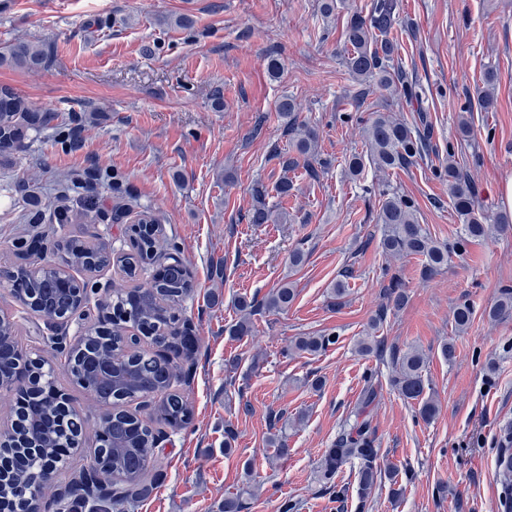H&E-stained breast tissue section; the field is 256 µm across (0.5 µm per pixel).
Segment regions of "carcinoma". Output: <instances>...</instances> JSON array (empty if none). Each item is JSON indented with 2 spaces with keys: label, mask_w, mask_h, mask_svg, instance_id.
Here are the masks:
<instances>
[{
  "label": "carcinoma",
  "mask_w": 512,
  "mask_h": 512,
  "mask_svg": "<svg viewBox=\"0 0 512 512\" xmlns=\"http://www.w3.org/2000/svg\"><path fill=\"white\" fill-rule=\"evenodd\" d=\"M398 7L399 0H368L364 8L348 14L343 29V66L357 84L389 92L404 84L402 70L395 65L400 45L391 37L398 19ZM45 64V54L32 41L19 39L0 50V66L38 71ZM495 80L494 73L485 75V89L479 95L480 107L485 111L495 105ZM29 112L20 96L7 87H0V155L21 152L27 147V132L33 127L28 119ZM279 116L286 131L293 135L296 148V155L283 160L282 166L287 170L302 166L316 174V165L320 164L318 136L313 128L300 120L294 98L281 101ZM360 134L367 147L369 163L384 174L408 167L427 150V140L418 122L408 123L390 112H372L364 121ZM254 194L256 205L249 215V222L267 224L273 214L265 202V191L257 186ZM448 197L464 221V238H482L491 229L499 234L512 233V217L507 214L499 215L492 225L484 223L485 217L479 211L478 195L472 183L451 158L448 159ZM377 223L383 227L381 247L386 254L393 258L413 255L425 259L423 278L435 277L448 265L452 247L435 240L428 229L419 224L412 200L396 193L384 194ZM128 232L132 241L130 253L114 258L111 244L104 240L89 242L73 238L60 245L62 256L59 262L20 266L12 272V277L22 285V291L13 292L15 299L52 323L74 314L84 301L82 290L88 287L85 282L68 293L57 288V281L69 271L93 273L115 260L125 275L134 280L137 273L147 267H160L146 285H135L129 291L116 289L105 298L112 306L111 336H98L95 328L90 326L87 334L91 339L69 350L56 348L52 359L43 361L44 376L50 384H56L59 375H67L97 401L112 406V411L103 414L96 423L94 455L99 464L112 469L114 487L103 494L98 487L89 484L83 493L56 501L62 512H85L90 499L97 501L100 512H128L153 490L148 475L155 467L160 432L130 412L126 408L128 403L139 399L154 401L157 418L173 429L184 427L192 418L190 403L172 385L178 365L154 351L156 347H181L183 355L192 353L183 336L181 318L183 304L193 293L192 280L179 266L171 264L173 258L161 261L167 236L159 217L149 213L130 225ZM383 294L387 305L394 310L407 302L406 288L395 275L383 287ZM295 297L293 282L283 281L266 295L262 308L269 313L281 311L288 308ZM239 312L230 335H252V317L257 312L255 303L242 302ZM472 315L469 305L457 307L453 312L455 328L466 330ZM510 315L512 289L504 288L488 310V316L497 320ZM385 318L384 308L371 318L367 336L358 341L359 352H384V344L376 340V333ZM0 324L14 351V355L0 360V379L8 383L12 381L14 359L23 354L17 340L18 325L5 315L0 317ZM332 343L334 339L329 336H297L290 342L288 350L311 354ZM390 359L393 390L405 399L419 402V414L423 419L434 418L439 412V404L431 396L424 397L426 354L413 347L402 354L390 351ZM381 398L382 387L371 383L363 389L355 408L354 423L340 430L320 462V472L327 480L337 476L346 463L359 462L355 493L360 509L371 497L378 478L371 407ZM53 411L54 407L40 398L31 399L27 405L24 437L26 442L38 446L39 453L29 458L26 469L14 472L9 482L12 496L20 504V512H25L28 496L41 491L37 484L38 475L49 466L56 448L61 445L79 447L90 426L88 419L78 414L72 426L63 432L51 419ZM497 469L505 485L504 512H512L511 447L506 445L498 449Z\"/></svg>",
  "instance_id": "obj_1"
}]
</instances>
